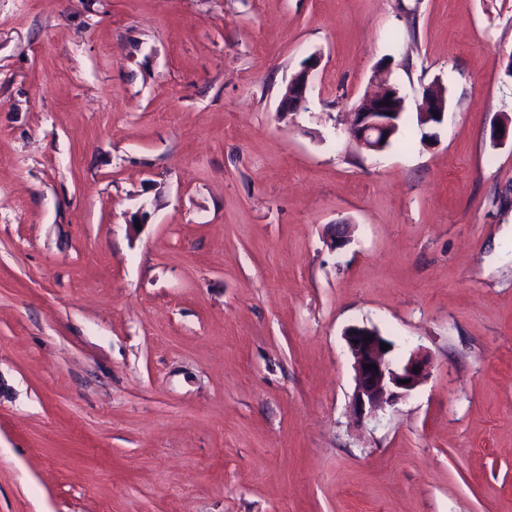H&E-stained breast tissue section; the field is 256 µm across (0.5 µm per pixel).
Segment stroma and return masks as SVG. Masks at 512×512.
I'll list each match as a JSON object with an SVG mask.
<instances>
[{"label":"stroma","mask_w":512,"mask_h":512,"mask_svg":"<svg viewBox=\"0 0 512 512\" xmlns=\"http://www.w3.org/2000/svg\"><path fill=\"white\" fill-rule=\"evenodd\" d=\"M511 59L512 0H0V512H512ZM352 325L431 360L361 420ZM319 63V56H312L303 65V68L292 77L282 95L278 112L288 115L290 112L299 111L306 99L312 72L318 67ZM378 90L363 96L354 107V118L350 133L355 141L369 151H382L384 143L394 135L397 113L393 99L388 95L392 89L389 83V70L381 67L376 70ZM390 102V105H387Z\"/></svg>","instance_id":"stroma-1"}]
</instances>
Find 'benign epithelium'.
Returning a JSON list of instances; mask_svg holds the SVG:
<instances>
[{
    "instance_id": "obj_1",
    "label": "benign epithelium",
    "mask_w": 512,
    "mask_h": 512,
    "mask_svg": "<svg viewBox=\"0 0 512 512\" xmlns=\"http://www.w3.org/2000/svg\"><path fill=\"white\" fill-rule=\"evenodd\" d=\"M320 57L307 60L303 68L288 82L282 95L279 112L287 115L297 112L306 99L312 72L318 67ZM378 90L363 96L354 107V118L350 133L355 141L369 151H381L384 143L394 135L397 107L388 95L392 89L389 70H376ZM423 108L432 105L435 111L444 113L446 103L439 87L429 86L422 91ZM345 341L353 358L355 389L352 401L353 412L360 418L372 415L387 405L409 395L422 384L430 373L428 356L413 353L408 360L397 366L390 357L391 350L382 346L388 343L380 332L367 326H351L344 332ZM366 364L376 368L368 370Z\"/></svg>"
}]
</instances>
